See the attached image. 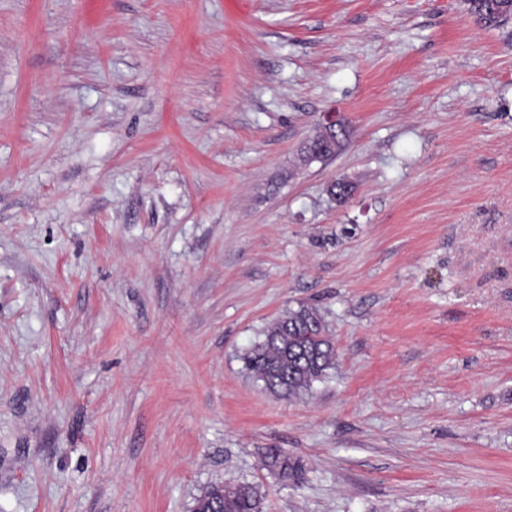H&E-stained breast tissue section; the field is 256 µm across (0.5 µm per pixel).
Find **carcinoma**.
Listing matches in <instances>:
<instances>
[{
	"mask_svg": "<svg viewBox=\"0 0 512 512\" xmlns=\"http://www.w3.org/2000/svg\"><path fill=\"white\" fill-rule=\"evenodd\" d=\"M487 0H467L469 9L487 27H499L512 19V0H498L493 13L485 11ZM340 123L319 129L304 144L307 162L335 156L346 138ZM329 193L338 202L352 194V185L344 180L331 182ZM246 367L265 389L284 396H299L310 390L336 366V348L326 336V324L313 307L302 306L268 325L264 338L245 354ZM264 466L282 482L295 478L300 465L279 448L264 455ZM194 512H264L262 497L249 485H215L201 495Z\"/></svg>",
	"mask_w": 512,
	"mask_h": 512,
	"instance_id": "1",
	"label": "carcinoma"
}]
</instances>
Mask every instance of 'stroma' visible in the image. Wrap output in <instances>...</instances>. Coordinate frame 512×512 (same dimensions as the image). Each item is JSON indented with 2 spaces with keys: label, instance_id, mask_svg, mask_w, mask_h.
Returning a JSON list of instances; mask_svg holds the SVG:
<instances>
[{
  "label": "stroma",
  "instance_id": "1",
  "mask_svg": "<svg viewBox=\"0 0 512 512\" xmlns=\"http://www.w3.org/2000/svg\"><path fill=\"white\" fill-rule=\"evenodd\" d=\"M328 112L342 149L303 161ZM302 305L338 357L282 398L243 356ZM224 483L265 512H512V21L0 0V512H192ZM264 466L272 475L285 483L294 479L301 470L299 463L279 448H270L266 451Z\"/></svg>",
  "mask_w": 512,
  "mask_h": 512
}]
</instances>
